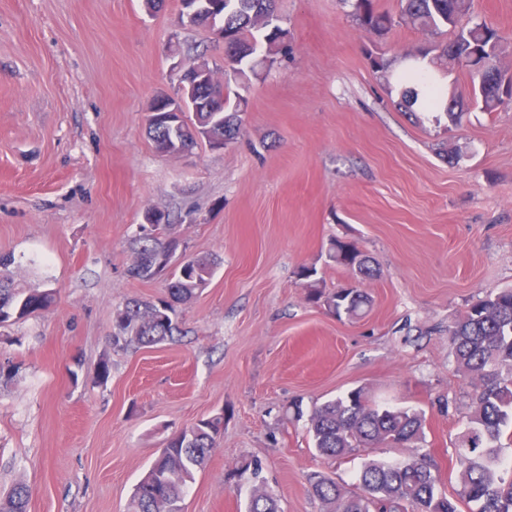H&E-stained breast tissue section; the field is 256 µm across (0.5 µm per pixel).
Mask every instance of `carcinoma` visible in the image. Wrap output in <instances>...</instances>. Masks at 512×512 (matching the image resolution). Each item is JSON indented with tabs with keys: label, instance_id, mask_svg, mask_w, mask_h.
Masks as SVG:
<instances>
[{
	"label": "carcinoma",
	"instance_id": "1",
	"mask_svg": "<svg viewBox=\"0 0 512 512\" xmlns=\"http://www.w3.org/2000/svg\"><path fill=\"white\" fill-rule=\"evenodd\" d=\"M196 13L185 28L207 27L212 33L224 30V84L205 78L195 92L207 105L190 112L187 121L177 123L162 112L163 105L152 101L146 118L147 132L157 151L171 154L198 141L228 144L241 130V106L245 100L231 96L230 82L248 78L260 65L272 66L288 57V31L275 11V0H194ZM360 28L384 34L398 21L425 31L454 29L444 45H426L420 57L456 61L467 53L474 63L495 67L501 45L497 33L482 22L456 28L460 16L470 11L466 0H399V15L375 7L374 0H343ZM424 94L430 110L444 109L448 117L454 107L442 106L435 83L423 82V89L403 92L404 102L416 103ZM512 104V85L490 80L480 92L476 106L495 112ZM154 224L147 232H137L136 258L127 269L129 276L151 279L154 268L169 262L179 242H163L159 230L169 225L161 212H153ZM329 258L363 278L374 276L369 260L348 242L335 240ZM215 271V262L205 257L183 256L169 272L168 294L156 301L132 299L113 317L117 331L112 346L157 345L179 332L175 305L193 298L206 287ZM316 269L304 267L299 276L307 281L308 298L323 302L336 316L353 318L370 303L358 288H340L328 294L312 280ZM53 300L49 291H18L9 277L0 275V324L22 318L47 307ZM455 370L470 384L469 412L457 434L456 497L440 488L439 468L429 452L418 448L424 438L423 412L397 409L377 403L363 387L316 405L309 415L313 448L323 457L336 460L364 456L356 474L355 487L348 490L326 473L308 478L310 492L321 504V512H458L464 503L468 512H512V462L502 449L512 446V288L490 292L465 314L448 325ZM224 417L216 414L176 433L136 485L128 512H183L182 501L196 472L201 470L222 434ZM373 448H402L397 461L368 458ZM262 467H246L238 481L250 483L246 512H280L273 494L261 477ZM30 492L23 483L0 497V512H28Z\"/></svg>",
	"mask_w": 512,
	"mask_h": 512
}]
</instances>
